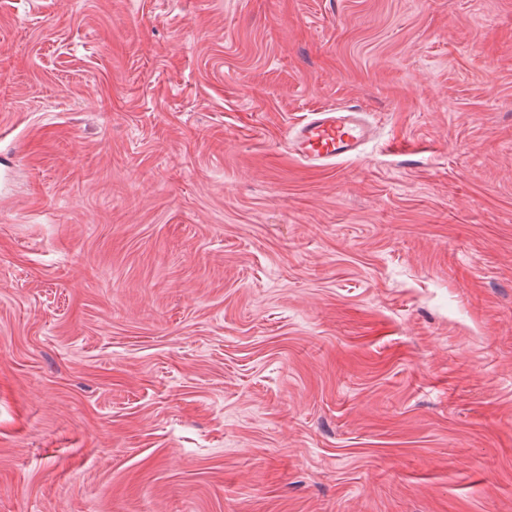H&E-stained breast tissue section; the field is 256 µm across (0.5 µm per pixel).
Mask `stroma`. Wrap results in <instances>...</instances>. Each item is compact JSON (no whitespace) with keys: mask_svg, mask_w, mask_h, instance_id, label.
<instances>
[{"mask_svg":"<svg viewBox=\"0 0 512 512\" xmlns=\"http://www.w3.org/2000/svg\"><path fill=\"white\" fill-rule=\"evenodd\" d=\"M0 512H512V0H0ZM362 114L351 107L307 112L287 129L291 151L314 166L359 158L372 135Z\"/></svg>","mask_w":512,"mask_h":512,"instance_id":"stroma-1","label":"stroma"}]
</instances>
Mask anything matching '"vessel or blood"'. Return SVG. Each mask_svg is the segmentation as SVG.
I'll return each mask as SVG.
<instances>
[{"label": "vessel or blood", "mask_w": 512, "mask_h": 512, "mask_svg": "<svg viewBox=\"0 0 512 512\" xmlns=\"http://www.w3.org/2000/svg\"><path fill=\"white\" fill-rule=\"evenodd\" d=\"M371 135L361 112L336 108L306 113L289 128L287 141L300 159L323 166L360 157Z\"/></svg>", "instance_id": "b4317fda"}]
</instances>
